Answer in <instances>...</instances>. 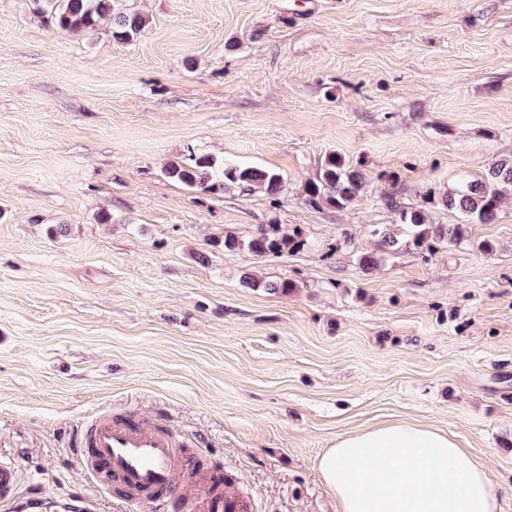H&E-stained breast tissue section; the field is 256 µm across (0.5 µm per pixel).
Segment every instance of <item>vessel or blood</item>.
<instances>
[{
	"mask_svg": "<svg viewBox=\"0 0 512 512\" xmlns=\"http://www.w3.org/2000/svg\"><path fill=\"white\" fill-rule=\"evenodd\" d=\"M173 434L147 420H95L78 460L100 486H112L156 512H252L250 499L228 491L222 471H197L192 455H179ZM15 464L0 459V512H95L80 491L62 495L19 489Z\"/></svg>",
	"mask_w": 512,
	"mask_h": 512,
	"instance_id": "b4317fda",
	"label": "vessel or blood"
}]
</instances>
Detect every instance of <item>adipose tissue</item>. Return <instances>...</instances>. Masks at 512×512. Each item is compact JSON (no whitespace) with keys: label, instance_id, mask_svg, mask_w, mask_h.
Listing matches in <instances>:
<instances>
[{"label":"adipose tissue","instance_id":"1","mask_svg":"<svg viewBox=\"0 0 512 512\" xmlns=\"http://www.w3.org/2000/svg\"><path fill=\"white\" fill-rule=\"evenodd\" d=\"M317 470L336 512H499L504 491L454 434L407 420L341 435Z\"/></svg>","mask_w":512,"mask_h":512}]
</instances>
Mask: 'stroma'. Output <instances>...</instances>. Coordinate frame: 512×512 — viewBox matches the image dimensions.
<instances>
[{
    "label": "stroma",
    "mask_w": 512,
    "mask_h": 512,
    "mask_svg": "<svg viewBox=\"0 0 512 512\" xmlns=\"http://www.w3.org/2000/svg\"><path fill=\"white\" fill-rule=\"evenodd\" d=\"M134 3L126 44L0 0V455L23 486L145 512L76 455L90 422L143 416L255 512H336L320 454L402 419L456 434L512 512V187L461 244L359 263L372 225L404 233L385 196L512 157V0ZM191 151L286 189L192 192L162 173ZM329 152L363 164L343 209L303 200ZM273 219L308 248L224 251Z\"/></svg>",
    "instance_id": "obj_1"
}]
</instances>
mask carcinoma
<instances>
[{"mask_svg": "<svg viewBox=\"0 0 512 512\" xmlns=\"http://www.w3.org/2000/svg\"><path fill=\"white\" fill-rule=\"evenodd\" d=\"M33 12L48 20L58 30L71 35L94 36L100 27L109 26L112 38L129 43L140 37L148 21L145 15L130 7L128 0H29ZM167 178L184 187L203 193L237 189L249 194L257 189L266 193L271 203L278 204L285 190L283 177L259 167H241L228 160L219 162L207 154L191 153L164 169ZM365 179L362 164L330 152L324 155L316 178L303 185L304 201L311 207L327 205L337 209L347 207L362 192ZM512 186V160L501 159L491 164L481 178L464 179L458 187L436 197L420 196V202L405 206L389 195L383 204L394 215L395 223L407 227L409 234L400 241L386 225L373 228L379 238L382 253L392 255L401 247L432 253L443 245H456L468 237V225L493 224L503 203V189ZM442 206L460 213L459 224H435L431 208ZM306 245L299 230L283 224H256L251 235L241 239L224 234V250L246 249L257 256H281L296 252ZM243 283L250 288H262L273 294L286 295L296 284L288 279L265 281L247 276Z\"/></svg>", "mask_w": 512, "mask_h": 512, "instance_id": "cac0c4a2", "label": "carcinoma"}]
</instances>
